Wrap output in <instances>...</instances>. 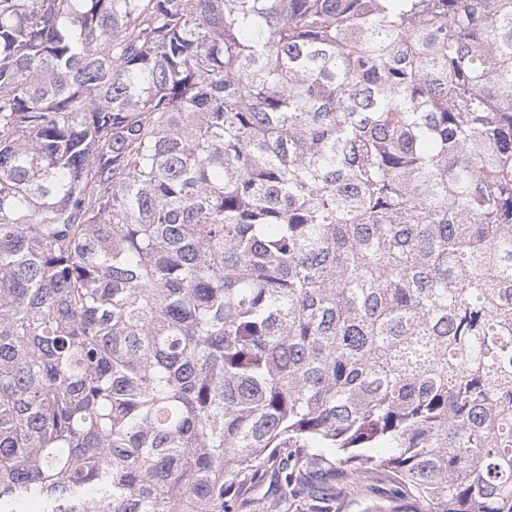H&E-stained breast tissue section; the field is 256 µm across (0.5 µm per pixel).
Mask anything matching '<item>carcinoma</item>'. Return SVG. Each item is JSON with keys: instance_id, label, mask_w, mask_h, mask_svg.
<instances>
[{"instance_id": "cac0c4a2", "label": "carcinoma", "mask_w": 512, "mask_h": 512, "mask_svg": "<svg viewBox=\"0 0 512 512\" xmlns=\"http://www.w3.org/2000/svg\"><path fill=\"white\" fill-rule=\"evenodd\" d=\"M512 512V0H0V512ZM278 463V462H277ZM277 463L266 467L261 482L252 487L249 499L261 500L274 505L272 512L305 511L315 500L328 503L327 510L336 512H363L367 505L394 501L397 496L395 487L383 477L374 478L361 496L349 490L350 478L347 474L329 472L318 476L317 482L296 487L292 497L284 498L281 493V477ZM322 497L323 500L318 498Z\"/></svg>"}]
</instances>
